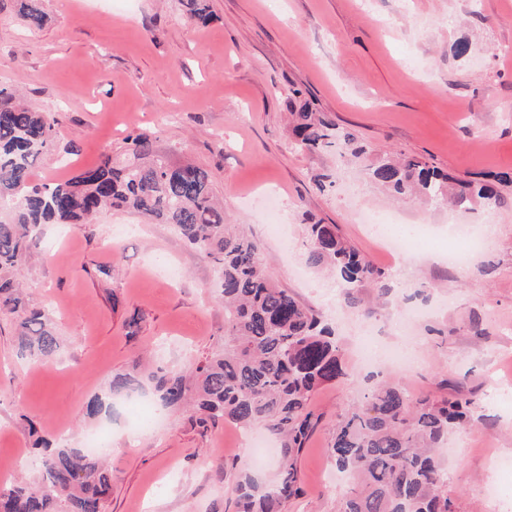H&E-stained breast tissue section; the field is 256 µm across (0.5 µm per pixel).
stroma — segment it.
<instances>
[{
  "mask_svg": "<svg viewBox=\"0 0 512 512\" xmlns=\"http://www.w3.org/2000/svg\"><path fill=\"white\" fill-rule=\"evenodd\" d=\"M42 26L0 0V85L41 112L59 111L54 149L36 181L68 179L105 158L128 155L145 132L158 151L208 172L231 223L258 245L270 277L333 325L349 377L318 389L319 421L298 463L300 498L281 512H336L346 489L328 448L340 418L361 400L363 379L381 373L414 396L455 391L479 405L451 433L446 458L455 512H512V473L484 458L512 457V424L491 402L512 382V184L494 207L437 209L379 188L341 148L292 147L288 117L301 105L324 113L367 150L416 159L480 182L512 172V0H207L204 25L186 24V0H39ZM471 46L455 52L457 42ZM300 89L293 97L292 89ZM74 146L70 166L58 158ZM279 190L282 224L251 200ZM358 209L399 213L434 231L390 257ZM496 234L466 266L442 258L439 226L468 235L485 220ZM340 234L393 283L366 285L343 305L333 278L306 262L307 224ZM38 258L23 270L29 299L48 307L62 352L35 366L20 360L10 323L0 324V484L34 479L29 425L84 445L98 429L86 406L117 376L188 372L224 343L218 268L166 224L109 210L95 224L46 225ZM408 349V367L365 365L359 341ZM106 427L112 493L106 512H235L254 468L236 424H200L187 408L164 410L128 443L135 406L116 405Z\"/></svg>",
  "mask_w": 512,
  "mask_h": 512,
  "instance_id": "1",
  "label": "stroma"
}]
</instances>
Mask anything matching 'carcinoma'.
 <instances>
[{"label":"carcinoma","instance_id":"1","mask_svg":"<svg viewBox=\"0 0 512 512\" xmlns=\"http://www.w3.org/2000/svg\"><path fill=\"white\" fill-rule=\"evenodd\" d=\"M56 124L51 113L32 110L15 90L0 86V211H7L0 216V314L14 319L17 356L47 363L64 345L50 314L25 301L16 283L44 225L86 224L107 208L169 225L222 270L224 346L196 364L193 387L179 373L151 375L155 399L165 409L191 403L203 422L262 425L280 437L276 479L258 485L247 478L237 487V512H278L283 501L303 492L298 460L317 422L310 399L346 375L334 332L272 281L257 245L227 223L207 172L191 163L172 164L145 133L128 138L132 162L114 166L108 157L72 178L32 183L35 165L55 146ZM293 136L298 148L310 151L334 140L353 142L305 104L296 113ZM369 171L388 190L419 195L436 208L450 201L462 206L475 196L496 206L500 186L509 181L505 175L475 187L411 159L387 158ZM307 246L309 264L336 274L345 303L356 304L354 289L365 284L390 290L387 276L336 225H307ZM134 382L130 375L113 380L109 396L89 401L87 416H107L112 394ZM472 412L473 402L459 394L412 399L384 382L368 385L361 402L338 421L329 448L336 469L348 476L338 512H454L440 444ZM29 435L36 436L32 426ZM33 445L38 475L28 483L1 484L0 512H105L112 471L103 466V455L41 436Z\"/></svg>","mask_w":512,"mask_h":512}]
</instances>
